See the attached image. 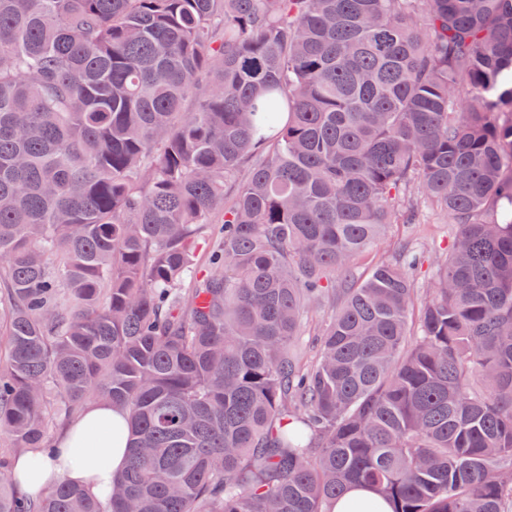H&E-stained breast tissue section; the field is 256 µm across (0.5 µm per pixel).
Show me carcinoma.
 <instances>
[{
	"label": "carcinoma",
	"instance_id": "1",
	"mask_svg": "<svg viewBox=\"0 0 512 512\" xmlns=\"http://www.w3.org/2000/svg\"><path fill=\"white\" fill-rule=\"evenodd\" d=\"M0 342V512H512V0H0ZM96 399L130 467L21 496ZM455 229L450 217L423 208L420 224H391L385 236L355 261L357 277L363 278L374 266L391 259L405 246L412 244L423 251L425 262L415 276V286L424 293L434 276L436 263L448 250ZM330 317V309L328 306L316 305L307 314L305 324L302 331V337L307 340L308 336L317 333L328 322Z\"/></svg>",
	"mask_w": 512,
	"mask_h": 512
}]
</instances>
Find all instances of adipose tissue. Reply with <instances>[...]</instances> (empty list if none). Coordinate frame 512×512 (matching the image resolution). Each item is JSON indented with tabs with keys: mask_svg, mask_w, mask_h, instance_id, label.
<instances>
[{
	"mask_svg": "<svg viewBox=\"0 0 512 512\" xmlns=\"http://www.w3.org/2000/svg\"><path fill=\"white\" fill-rule=\"evenodd\" d=\"M126 412L110 402H90L50 449H32L17 458L12 478L27 495L48 491L60 480L99 493L131 462Z\"/></svg>",
	"mask_w": 512,
	"mask_h": 512,
	"instance_id": "obj_1",
	"label": "adipose tissue"
}]
</instances>
